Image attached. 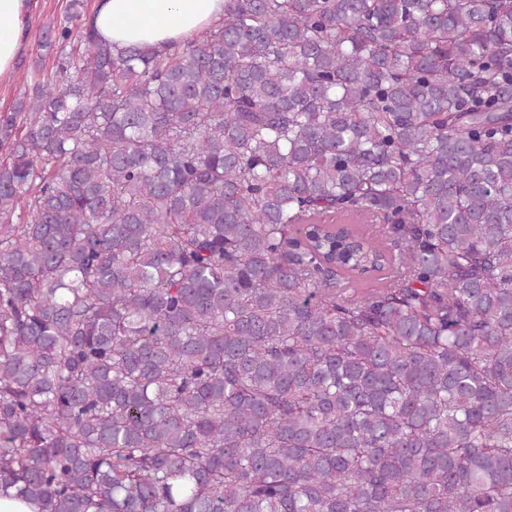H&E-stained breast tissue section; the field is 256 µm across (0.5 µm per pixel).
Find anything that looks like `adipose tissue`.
<instances>
[{"instance_id": "adipose-tissue-1", "label": "adipose tissue", "mask_w": 512, "mask_h": 512, "mask_svg": "<svg viewBox=\"0 0 512 512\" xmlns=\"http://www.w3.org/2000/svg\"><path fill=\"white\" fill-rule=\"evenodd\" d=\"M223 14L224 0H100L92 23L116 48L160 49L194 37ZM26 16L27 0H0V79L15 71Z\"/></svg>"}]
</instances>
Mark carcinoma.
Here are the masks:
<instances>
[{
	"mask_svg": "<svg viewBox=\"0 0 512 512\" xmlns=\"http://www.w3.org/2000/svg\"><path fill=\"white\" fill-rule=\"evenodd\" d=\"M0 113V497L512 512V0L47 27Z\"/></svg>",
	"mask_w": 512,
	"mask_h": 512,
	"instance_id": "carcinoma-1",
	"label": "carcinoma"
}]
</instances>
